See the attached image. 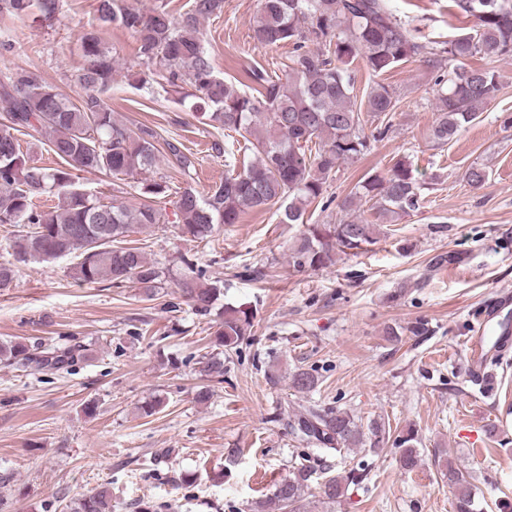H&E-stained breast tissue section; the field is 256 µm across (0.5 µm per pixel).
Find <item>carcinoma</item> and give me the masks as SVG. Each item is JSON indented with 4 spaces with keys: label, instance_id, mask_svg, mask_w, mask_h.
<instances>
[{
    "label": "carcinoma",
    "instance_id": "obj_1",
    "mask_svg": "<svg viewBox=\"0 0 512 512\" xmlns=\"http://www.w3.org/2000/svg\"><path fill=\"white\" fill-rule=\"evenodd\" d=\"M456 9L475 20L446 41L419 42L393 12L388 0H258L252 38L264 48L292 45L285 78H273L255 69L249 78L261 90L254 97L234 82L215 73L199 37L202 19L224 13V0H191V8L176 19L161 4L145 12L124 0H99L100 27L81 32L85 64L80 74L84 95L74 102L57 93L41 76L27 70L0 77V224L24 225L28 231L15 242L16 260L52 263L72 254L78 262L73 277L81 283L108 280L119 285L137 284L151 299L166 281L167 269L146 257L137 247L116 243L134 228L148 229L162 222L156 200L169 186L148 178L139 181L143 202L131 209L106 201L80 187V172L132 176L151 170L157 161L156 132L145 125L130 126L112 119L100 93L112 84L114 59L104 46L101 28L118 24L136 36L142 64L165 69L167 92L194 106L208 107L202 117L238 138L224 150V165L231 174L202 198L191 186L179 192L177 216L182 233L207 241L222 227L238 224L243 215L283 208L281 222L304 223L307 208L324 198L327 183L339 165L365 155L371 141L384 136L397 98L378 77L397 65L422 56L437 68L436 118L431 139L448 143L471 125L485 106L501 92L493 66L470 67L479 56L506 60L512 57V0H453ZM61 0H0V14L51 25L60 13ZM362 60L376 78L365 90L357 88L351 66ZM190 85L192 91L184 90ZM371 133H366L367 125ZM44 143L61 159L56 168L34 164L23 152L16 134ZM169 156L183 171L193 167L178 144L166 143ZM255 150L253 162L236 170V153ZM423 184L412 164L397 160L390 169L365 174L341 206L342 218L334 224H309L288 248L298 271L318 270L336 263L341 255L355 256L378 242L380 225L392 224L418 209ZM55 195L57 206L41 209L36 199ZM375 215L369 221L359 214L362 206ZM183 272L177 280L181 295L200 315L211 312L224 294V284L210 281L194 261L180 258ZM253 310L246 306L224 308L216 332L215 350L205 357L202 371L224 376V353L238 345L252 326ZM82 345L62 348L0 342V363L35 367L55 373L84 358ZM319 379L299 368L292 376L297 392L315 391ZM288 427L300 443L329 453L360 448L378 453L390 439V426L382 420L362 423L348 411L303 407L292 415ZM403 448L401 466L414 469L419 462L417 437L409 431L395 439ZM316 474L303 464L293 476L277 484L262 504L264 512H300L308 482ZM367 480L366 469L352 468L341 475L322 477L323 498L334 502L350 485ZM70 512H112V494L104 486L77 498Z\"/></svg>",
    "mask_w": 512,
    "mask_h": 512
}]
</instances>
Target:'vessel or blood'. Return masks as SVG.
<instances>
[{"mask_svg": "<svg viewBox=\"0 0 512 512\" xmlns=\"http://www.w3.org/2000/svg\"><path fill=\"white\" fill-rule=\"evenodd\" d=\"M509 311H512V290L502 288L478 314L468 343L472 352L469 370L474 380H482L490 356L512 349V327L502 318Z\"/></svg>", "mask_w": 512, "mask_h": 512, "instance_id": "1", "label": "vessel or blood"}]
</instances>
